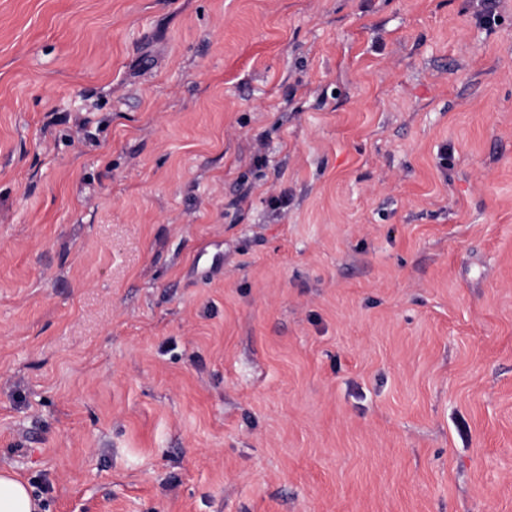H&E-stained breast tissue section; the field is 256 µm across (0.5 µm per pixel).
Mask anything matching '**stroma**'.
Listing matches in <instances>:
<instances>
[{"instance_id": "1", "label": "stroma", "mask_w": 512, "mask_h": 512, "mask_svg": "<svg viewBox=\"0 0 512 512\" xmlns=\"http://www.w3.org/2000/svg\"><path fill=\"white\" fill-rule=\"evenodd\" d=\"M479 2L0 0V467L43 512H512Z\"/></svg>"}]
</instances>
